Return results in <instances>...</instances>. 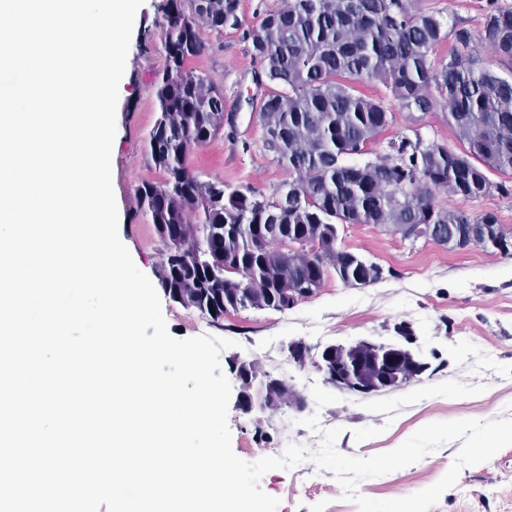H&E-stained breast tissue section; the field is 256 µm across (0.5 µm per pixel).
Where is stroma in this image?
<instances>
[{
  "mask_svg": "<svg viewBox=\"0 0 512 512\" xmlns=\"http://www.w3.org/2000/svg\"><path fill=\"white\" fill-rule=\"evenodd\" d=\"M161 3L144 0L136 12L112 148L119 236L138 269L153 281L164 247L140 211L135 189L163 179L146 156V141L158 117L153 76L165 65ZM286 3L239 0L243 28L220 34L200 29L205 50L188 67L224 90L223 130L193 147L187 157L201 179L221 181L231 190L251 186L269 194L291 178L264 143L259 107L266 87L258 81L260 67L243 32L265 12ZM417 6L476 32L488 10H512V0H418ZM359 89L383 99L390 110L389 124L372 146L376 154L388 153L389 142L418 136L460 150L444 108L412 114L400 110L380 83H363ZM435 200L474 216L494 213L512 233V194L463 200L440 190ZM338 245L381 266L382 279L352 288L330 270L313 296L287 311L241 309L216 324L169 298L161 300L171 336L234 340V347L222 351L221 364L233 356L256 361L262 371L286 379L304 401L303 411L286 407L272 414L258 408L246 413L237 400H230L228 423L238 457L253 462L267 456L269 449L304 442L309 430L301 421L314 414L327 427L340 428L339 452L362 458L393 450L432 422L512 417V255L478 249L457 252L424 241L412 244L376 224L344 225ZM404 333L413 336V349L428 365L422 375L380 393L344 392L339 402L322 408L316 406L310 386L324 384L323 374L288 359L289 343L299 339L323 347L358 339L389 342ZM460 446L457 440L443 444L415 464L362 480L358 491L377 500L422 491L445 475ZM259 486L279 499L277 512H358L355 502L343 499L332 472L319 470L309 460L266 473ZM430 512H512V446L487 462L464 467L456 485Z\"/></svg>",
  "mask_w": 512,
  "mask_h": 512,
  "instance_id": "obj_1",
  "label": "stroma"
}]
</instances>
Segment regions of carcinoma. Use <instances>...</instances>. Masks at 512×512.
I'll return each instance as SVG.
<instances>
[{
	"instance_id": "cac0c4a2",
	"label": "carcinoma",
	"mask_w": 512,
	"mask_h": 512,
	"mask_svg": "<svg viewBox=\"0 0 512 512\" xmlns=\"http://www.w3.org/2000/svg\"><path fill=\"white\" fill-rule=\"evenodd\" d=\"M238 10L239 0H191L189 13L183 0L162 7L165 67L153 78L159 117L147 155L164 179L141 184L136 197L163 243L159 280L171 300L188 297L213 322L248 307L286 311L288 282L307 274L280 259L289 237H311L331 260L353 263L337 247L338 235L324 237V225L440 224L447 233L452 224L497 223L492 213L480 219L437 205L434 191L473 199L489 191V174L512 178V70L499 73L471 49L478 39L511 62L512 11L487 12L477 35L413 0H288L267 11L245 37L270 84L260 106L266 146L295 178L269 196L251 187L216 195L212 189L224 183L200 179L187 156L218 134L210 116L224 111V92L187 63L204 50L199 24L218 33L238 29ZM450 32L462 51L437 64L431 54ZM373 81L409 113L447 109L464 149L403 138L391 143L390 154L350 163L372 153L389 123L383 102L356 89ZM343 357L365 385L395 379L397 360L406 376L424 373L399 346L372 359L362 350L334 349L320 365L331 373ZM235 371L261 380L262 409L279 411L286 380L260 374L250 361L237 362Z\"/></svg>"
}]
</instances>
